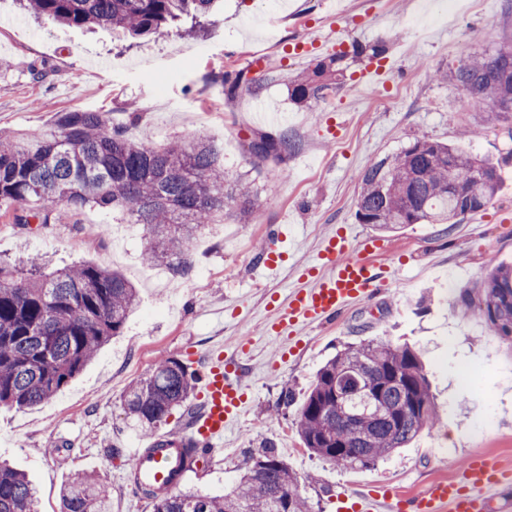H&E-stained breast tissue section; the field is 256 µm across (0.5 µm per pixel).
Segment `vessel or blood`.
<instances>
[{
    "label": "vessel or blood",
    "instance_id": "b4317fda",
    "mask_svg": "<svg viewBox=\"0 0 512 512\" xmlns=\"http://www.w3.org/2000/svg\"><path fill=\"white\" fill-rule=\"evenodd\" d=\"M384 250L374 238L355 241L346 230H337L318 254L320 274L307 286L289 292L286 307L267 325V335L277 338L299 324L335 322L347 307L377 295L389 277L388 267L377 261ZM199 374L202 410L189 423L184 439L211 451L223 442L225 431L242 413L245 394L238 365L226 357L208 358ZM132 458L140 487H165L187 474L178 448L150 452L138 448ZM494 503L501 512H512V472L503 471L487 457L474 456L456 479L430 481L412 495L388 485L340 494L336 512H488Z\"/></svg>",
    "mask_w": 512,
    "mask_h": 512
}]
</instances>
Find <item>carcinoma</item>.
<instances>
[{"label": "carcinoma", "mask_w": 512, "mask_h": 512, "mask_svg": "<svg viewBox=\"0 0 512 512\" xmlns=\"http://www.w3.org/2000/svg\"><path fill=\"white\" fill-rule=\"evenodd\" d=\"M215 0H26L24 8L60 28L101 29L131 38L160 39L170 23L210 13ZM337 56L293 82L291 98L318 101L332 86ZM456 80L489 107L488 120L512 112V42L472 59ZM262 79L243 73L224 78L229 95H254ZM293 145L286 134H262L251 144L257 163H283ZM467 178L463 202L448 199L453 172ZM357 217L381 233L408 224H454L487 206L501 175L493 164L457 148L416 139L399 155L370 164L359 176ZM0 205L13 223L44 228L88 205L120 211L146 230L141 259L166 266L175 277L192 270L202 231L219 218L252 221V184L224 171L214 148L190 137L154 150L124 129L107 125L105 113H56L52 128L21 138L0 137ZM479 288H463L457 305L478 311L495 336L512 339V262L493 259ZM136 288L118 271L77 263L50 273L41 259L27 268L0 261V406L31 407L51 400L112 337L123 333L137 304ZM343 373L373 383V406L351 416L336 404ZM195 379L185 363L159 360L123 396L125 413L148 434L183 409L192 417ZM439 414L418 353L390 340L365 339L338 350L317 372L296 413L303 447L348 470L371 468L430 431ZM151 512H314L288 463L270 444L244 457L235 488L224 495L201 491L144 490ZM108 488L93 472L76 473L62 494L60 512H107ZM0 512H36L26 474L0 464Z\"/></svg>", "instance_id": "obj_1"}]
</instances>
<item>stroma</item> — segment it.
Masks as SVG:
<instances>
[{
  "instance_id": "obj_1",
  "label": "stroma",
  "mask_w": 512,
  "mask_h": 512,
  "mask_svg": "<svg viewBox=\"0 0 512 512\" xmlns=\"http://www.w3.org/2000/svg\"><path fill=\"white\" fill-rule=\"evenodd\" d=\"M220 3L202 29L185 24L165 38L130 43L107 31L47 27L16 0H0V128L38 133L56 113L84 110L105 113L148 147L192 134L209 141L225 170L248 179L259 199L253 223L210 227L191 274L176 280L165 270L157 283L136 275L146 242L141 225L122 226L116 257L113 213L87 207L74 222L38 231L0 207V260L22 266L36 255L54 269L92 262L122 271L139 291L122 335L52 400L0 407V458L33 482L38 512H59L69 477L92 470L109 489L111 512H150L128 481L133 449L150 440L127 419L123 393L160 356L233 357L246 340L248 353L238 355L245 409L223 449L190 471L181 490H231L245 452L264 442L295 471L315 512H335L339 490L378 481L415 492L453 477L476 454L512 468V342L489 335L482 317L456 305L460 289L484 278L490 257L512 261V116L488 121L485 105L454 77L470 57L512 40V0H280L269 15L263 0ZM357 43L384 46L379 80L363 77L368 60L354 56ZM339 52L340 88L318 102L293 101L296 76ZM41 64L46 77L33 79L31 67ZM248 70L265 77L258 94L229 97L225 73ZM263 109L277 113L279 131L294 144L279 167L255 166L249 153L264 130L256 117ZM466 127L475 137H461ZM421 137L498 164L491 203L457 224H410L383 235L380 261L391 269L383 292L335 324L267 337L266 325L329 235L344 227L357 239L374 236L356 217L359 172ZM270 224L282 227L273 270L255 252ZM377 337L420 350L441 421L376 467L349 471L302 447L295 411L279 408V397L287 387L302 402L344 344Z\"/></svg>"
}]
</instances>
